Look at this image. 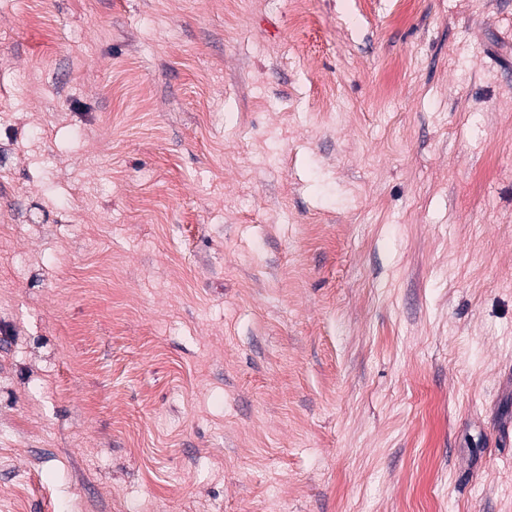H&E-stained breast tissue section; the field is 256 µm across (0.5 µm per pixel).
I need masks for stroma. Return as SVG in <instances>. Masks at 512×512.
Returning <instances> with one entry per match:
<instances>
[{"mask_svg": "<svg viewBox=\"0 0 512 512\" xmlns=\"http://www.w3.org/2000/svg\"><path fill=\"white\" fill-rule=\"evenodd\" d=\"M0 512H512V0H0Z\"/></svg>", "mask_w": 512, "mask_h": 512, "instance_id": "stroma-1", "label": "stroma"}]
</instances>
